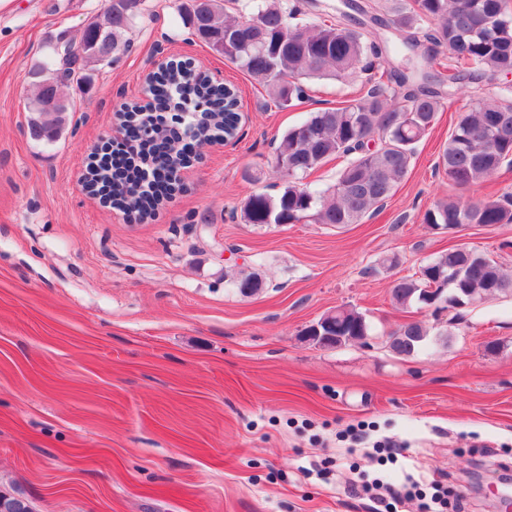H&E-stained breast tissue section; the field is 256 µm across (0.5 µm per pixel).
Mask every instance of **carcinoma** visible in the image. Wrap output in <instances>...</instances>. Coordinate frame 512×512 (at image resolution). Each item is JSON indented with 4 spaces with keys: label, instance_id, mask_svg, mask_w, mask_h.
Instances as JSON below:
<instances>
[{
    "label": "carcinoma",
    "instance_id": "carcinoma-1",
    "mask_svg": "<svg viewBox=\"0 0 512 512\" xmlns=\"http://www.w3.org/2000/svg\"><path fill=\"white\" fill-rule=\"evenodd\" d=\"M250 12L231 16L224 0H190L185 21L192 34L213 53L224 57L253 77L280 108L294 106L305 96L304 84L312 79H346L373 66L372 57L382 50L348 23L340 12L321 24L288 21L295 11L282 0H251ZM141 0H109L103 13L102 34L84 26L77 38L61 35L47 45L45 61L33 72L32 112L28 131L32 139L52 143L65 127L66 104L53 111L47 98L63 97L62 89L81 85L87 71L103 65L101 43L116 57L129 47L125 33L140 13ZM393 29L400 45L411 52L417 45L420 25L435 22L425 37L448 49V72L436 69L437 59L427 58L412 73L383 71L366 95L340 107L312 112L288 129L275 151L276 172L285 180L280 191L250 194L241 203L246 224H359L390 199L407 175L417 144L433 127L447 97L456 94L465 79L512 72V0H411L391 8ZM149 94L160 104L175 106L198 98L210 99L209 116L194 119L198 146L209 144L214 134L235 121L234 94L210 82L203 71L184 77L181 70L165 68L155 76ZM155 171L174 169L183 163L175 147L164 143L145 146ZM332 157H346L335 184L311 188L302 180ZM437 166L448 183L467 187L483 183L502 168H512V97L504 86L496 97L482 99L460 109L448 143ZM95 193L108 192L112 204L151 214L153 196L126 179L115 165L93 172ZM432 230H456L465 224H512V193L478 201L448 196L436 201L423 216ZM234 287L255 292L263 287L255 272L241 273ZM442 288L440 301L457 296L469 305L481 296L512 293V277L486 254L474 249L451 248L422 265L418 272L393 281L395 305L427 306L426 289ZM365 315L341 308L332 344L340 345L369 335ZM428 336L418 321L404 323L393 333L391 347L410 356ZM0 512H32L21 496L0 490Z\"/></svg>",
    "mask_w": 512,
    "mask_h": 512
}]
</instances>
